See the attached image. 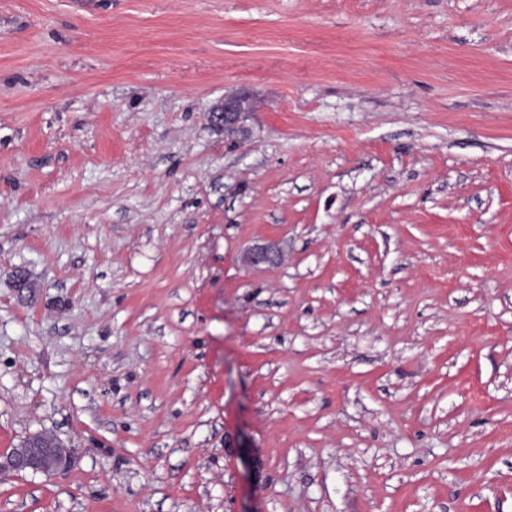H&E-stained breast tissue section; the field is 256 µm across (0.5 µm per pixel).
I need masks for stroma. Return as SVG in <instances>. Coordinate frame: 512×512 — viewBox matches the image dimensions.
<instances>
[{
  "mask_svg": "<svg viewBox=\"0 0 512 512\" xmlns=\"http://www.w3.org/2000/svg\"><path fill=\"white\" fill-rule=\"evenodd\" d=\"M42 429L0 512H512V0H0V453ZM257 102L249 95L230 93L224 95V101L209 114L212 126L225 133L247 135L244 122L256 112ZM280 254L273 244L256 245L244 255V261L253 267L273 266L279 262ZM76 458V448L50 431H37L24 437L6 454L0 455L1 480L20 473L59 474L68 470Z\"/></svg>",
  "mask_w": 512,
  "mask_h": 512,
  "instance_id": "obj_1",
  "label": "stroma"
}]
</instances>
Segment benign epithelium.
<instances>
[{"label": "benign epithelium", "mask_w": 512, "mask_h": 512, "mask_svg": "<svg viewBox=\"0 0 512 512\" xmlns=\"http://www.w3.org/2000/svg\"><path fill=\"white\" fill-rule=\"evenodd\" d=\"M257 102L241 93L224 95V101L209 114L212 126L228 134L247 135L244 122L257 111ZM280 254L272 244L256 245L244 255L253 267L273 266ZM77 458V449L50 431L41 430L24 437L9 452L0 455V476L20 473L54 475L68 470Z\"/></svg>", "instance_id": "1"}]
</instances>
